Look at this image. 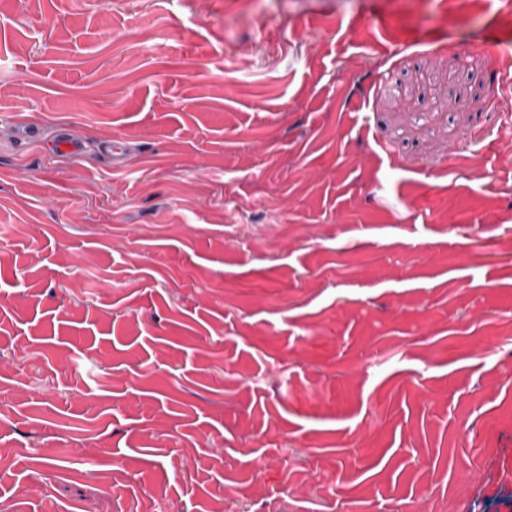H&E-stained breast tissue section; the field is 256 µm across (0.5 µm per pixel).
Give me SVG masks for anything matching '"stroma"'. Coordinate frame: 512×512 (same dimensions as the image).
<instances>
[{
  "label": "stroma",
  "mask_w": 512,
  "mask_h": 512,
  "mask_svg": "<svg viewBox=\"0 0 512 512\" xmlns=\"http://www.w3.org/2000/svg\"><path fill=\"white\" fill-rule=\"evenodd\" d=\"M511 59L512 0H0V512H512Z\"/></svg>",
  "instance_id": "1"
}]
</instances>
